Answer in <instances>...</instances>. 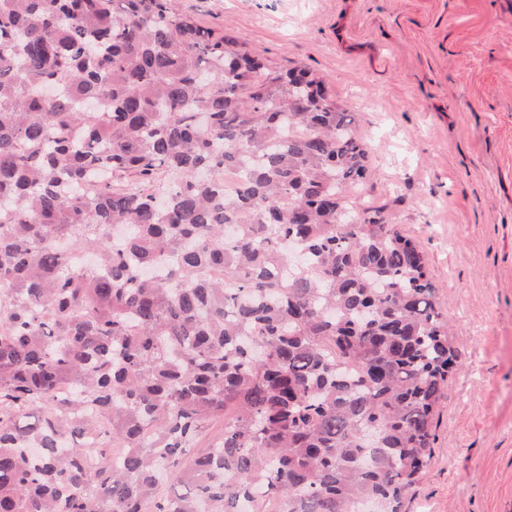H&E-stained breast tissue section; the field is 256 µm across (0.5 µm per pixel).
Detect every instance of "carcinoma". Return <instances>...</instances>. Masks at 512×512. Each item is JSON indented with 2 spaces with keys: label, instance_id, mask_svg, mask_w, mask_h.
I'll return each instance as SVG.
<instances>
[{
  "label": "carcinoma",
  "instance_id": "carcinoma-1",
  "mask_svg": "<svg viewBox=\"0 0 512 512\" xmlns=\"http://www.w3.org/2000/svg\"><path fill=\"white\" fill-rule=\"evenodd\" d=\"M355 128L176 0H0V512H402L458 350Z\"/></svg>",
  "mask_w": 512,
  "mask_h": 512
}]
</instances>
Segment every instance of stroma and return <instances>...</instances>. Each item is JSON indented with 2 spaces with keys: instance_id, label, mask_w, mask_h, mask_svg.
I'll use <instances>...</instances> for the list:
<instances>
[{
  "instance_id": "35a3bbf8",
  "label": "stroma",
  "mask_w": 512,
  "mask_h": 512,
  "mask_svg": "<svg viewBox=\"0 0 512 512\" xmlns=\"http://www.w3.org/2000/svg\"><path fill=\"white\" fill-rule=\"evenodd\" d=\"M177 5L355 113L363 198L421 246L460 351L407 512H512V0Z\"/></svg>"
}]
</instances>
